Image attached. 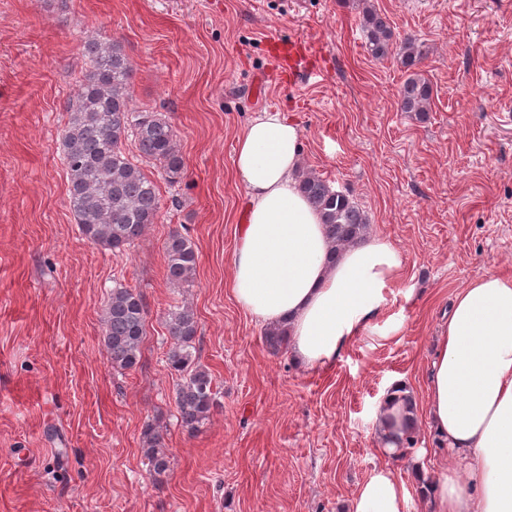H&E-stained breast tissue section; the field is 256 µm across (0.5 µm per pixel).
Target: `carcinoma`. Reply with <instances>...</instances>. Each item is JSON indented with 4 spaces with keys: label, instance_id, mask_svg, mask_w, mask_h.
Masks as SVG:
<instances>
[{
    "label": "carcinoma",
    "instance_id": "obj_1",
    "mask_svg": "<svg viewBox=\"0 0 512 512\" xmlns=\"http://www.w3.org/2000/svg\"><path fill=\"white\" fill-rule=\"evenodd\" d=\"M363 7L362 30L372 57L393 53L394 33L368 0ZM89 67L75 99L67 105L68 121L60 145L69 179V207L81 235L92 245L121 254L157 223L160 201L155 181L144 172L156 165L171 183L179 182L185 162L170 122L160 112H140L131 107L133 69L122 45L109 39L85 42ZM400 62L408 77L398 92L400 108L426 117L431 111L432 87L416 68L423 52L407 38L399 44ZM300 189L322 217L334 249L366 236L365 212L347 195L335 191L323 177L299 173ZM197 255L191 241L173 230L165 244L168 281L183 286L191 281ZM147 307L141 294L122 285L112 288L103 319V341L112 367H135L146 336ZM198 325L193 310L178 306L168 315L169 367L181 377L175 401L178 421L188 432L199 431L216 407V392L208 371L198 364L195 339ZM417 426L394 435L396 456L413 448ZM144 453L157 480L166 475L170 461L163 432L145 426Z\"/></svg>",
    "mask_w": 512,
    "mask_h": 512
}]
</instances>
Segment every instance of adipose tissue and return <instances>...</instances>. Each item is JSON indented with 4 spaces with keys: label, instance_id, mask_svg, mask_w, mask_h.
<instances>
[{
    "label": "adipose tissue",
    "instance_id": "ef3b65f1",
    "mask_svg": "<svg viewBox=\"0 0 512 512\" xmlns=\"http://www.w3.org/2000/svg\"><path fill=\"white\" fill-rule=\"evenodd\" d=\"M302 139L283 112L263 111L239 136L235 172L249 198L232 267V292L257 322L285 325L303 365L325 368L377 315L384 287L404 267L389 240L367 238L332 254L321 217L299 191ZM409 392L394 382L376 422L399 433ZM430 429L448 446V475L424 483L431 512H512V278L486 273L455 295L427 385ZM407 488L379 469L351 512H406Z\"/></svg>",
    "mask_w": 512,
    "mask_h": 512
}]
</instances>
